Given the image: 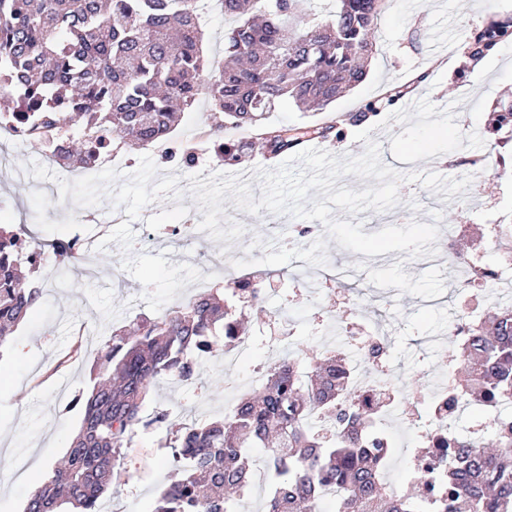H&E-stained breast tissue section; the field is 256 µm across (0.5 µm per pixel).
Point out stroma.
I'll return each mask as SVG.
<instances>
[{"mask_svg": "<svg viewBox=\"0 0 512 512\" xmlns=\"http://www.w3.org/2000/svg\"><path fill=\"white\" fill-rule=\"evenodd\" d=\"M512 17V0H388L371 40L373 52L367 60V76L354 90L331 107L319 112H302L284 105L268 114L265 126H312L336 121L340 136L312 140L315 148L335 156H357L363 153V142L354 135L356 126L347 119L361 110L363 104L389 87L411 85L402 100L411 106L426 98L440 108L453 107L462 133H478L484 145L461 148L416 162L396 160L390 150L391 139L403 131L393 123L378 128L370 137L380 146L384 164L404 172H437L447 178L470 177L466 191L451 198L434 193L417 182L402 183L401 202L394 212L366 210L358 213L364 233L390 226L393 214L403 222L438 223L436 250L452 246L454 252L470 254L471 238L478 225L492 215L512 214V142H498L489 127L499 103L512 100V43L497 48L481 62L472 61L464 51L466 37L489 18ZM204 32L203 49L208 65L224 63V33L235 24L234 18L211 10L200 20ZM210 122L209 103L199 99L186 110L181 124L166 140V151L142 148L120 142L113 150L123 157V173L137 169L142 155H151L160 176H180V188H187L189 175H210L223 170L240 175L252 185L253 195H260L256 167L275 168L278 159L269 157L264 144L255 143L240 163L220 166L212 157L192 165L183 164L179 156L184 137L203 132ZM8 157L0 164V224L25 225L29 231L26 249L37 243L69 234L71 212L59 201L58 192L40 193L32 187L28 172L31 163H46L48 149L40 143H13L9 136L0 137V154ZM500 155L502 161L493 170L476 173L469 159L486 154ZM226 216L247 226L251 238L282 244L295 217L275 215L260 210L251 215L237 210L233 201L223 204ZM441 221H434V212ZM463 227L457 238H449V225ZM239 241H216L212 238L186 239L160 234L149 255L166 253L172 264L186 263L207 271L212 261L234 256ZM123 250L108 243L106 250L95 252L93 261L100 278L90 282L80 273H72L64 282H49L55 264L52 252H45L38 271L27 272L30 285H40L44 295L12 339L0 347V468L11 473L9 482L0 483V512H23L25 503L41 485L43 471L62 460L77 434L81 416L79 409L64 410L58 386H66L75 396L90 386L93 355L70 359L69 349L81 331L100 329L96 344L106 343L113 327L128 326L148 312L141 296L144 289L122 267ZM402 263L403 270L419 276L429 268L426 258H405L403 252L392 251L366 256L342 249L329 241L327 269L344 266L356 270L360 288L351 298H344L335 281L319 278L318 268L290 263L284 266H256L255 271L272 301L265 307L239 302L238 314L245 317L255 339L248 364L266 361L272 340L287 343V352L300 362L311 361L322 352L317 338L320 328L328 324L343 325L367 320L377 323L390 338L392 366L402 384L416 393L428 384V365L419 362L420 341L427 336L441 337L444 349L455 351L458 340L452 335L448 320L456 303L453 288H445V302L433 308L425 299L398 293L371 284L367 272ZM287 308L289 321H280L279 308ZM229 397L224 383L222 350H215L201 371L198 382L186 387L177 382L155 386L146 403V412L167 411L163 427L137 430L122 450L127 482L111 487L103 501L112 512H152L154 501L166 484L177 475L168 443L177 430L198 419L201 413L223 414Z\"/></svg>", "mask_w": 512, "mask_h": 512, "instance_id": "stroma-1", "label": "stroma"}]
</instances>
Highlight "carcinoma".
I'll use <instances>...</instances> for the list:
<instances>
[{
    "label": "carcinoma",
    "instance_id": "obj_1",
    "mask_svg": "<svg viewBox=\"0 0 512 512\" xmlns=\"http://www.w3.org/2000/svg\"><path fill=\"white\" fill-rule=\"evenodd\" d=\"M304 2L222 0L236 25L224 35V66L203 82L199 0H0V91L18 102L0 113V125L51 146L48 159L59 167L88 171L114 136L138 146L156 143L174 129L177 110L204 95L214 156L233 165L248 142L227 137V129H252L283 102L323 110L366 77L363 59L385 0H336L327 16L307 14ZM508 42L512 20L491 19L470 37L467 53L478 61ZM406 93L403 86L388 89L364 105L362 117ZM334 128L330 122L310 132L287 127L260 136L279 155ZM491 131L512 141V102L494 113ZM19 233L0 224V347L42 295L38 286H19ZM51 247L52 276L65 281L80 257L62 237ZM231 293L256 305L262 288L243 278L232 281ZM246 334L235 310L212 292L141 317L130 335L113 331L91 390L80 399V430L24 512H99L102 495L123 470L124 443L139 428L166 422L145 413L151 387L180 379L200 348L211 351L221 338ZM456 360L458 389L474 404H512V311L483 317L461 339ZM314 409L334 414V434L304 424ZM375 413L351 396L345 358L325 353L305 374L296 359H284L268 369L261 387L238 399L231 415L183 427L172 446L183 474L161 491L152 512H233V498L252 483L255 448L266 449L272 477L262 512H315L328 483L336 488L334 512H512V423L498 426L492 449L470 440L430 449L436 479L430 485L412 477L418 499L388 488L389 449L368 438Z\"/></svg>",
    "mask_w": 512,
    "mask_h": 512
}]
</instances>
